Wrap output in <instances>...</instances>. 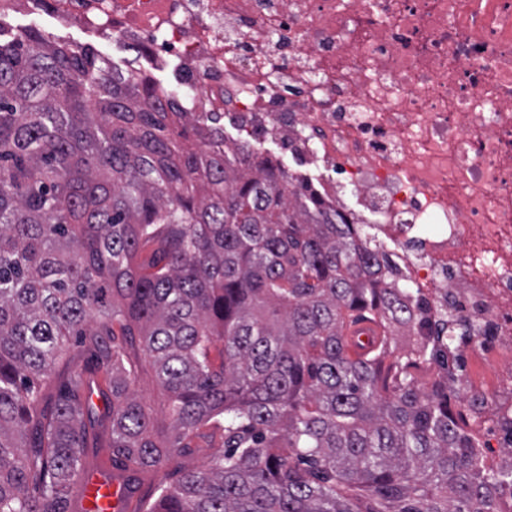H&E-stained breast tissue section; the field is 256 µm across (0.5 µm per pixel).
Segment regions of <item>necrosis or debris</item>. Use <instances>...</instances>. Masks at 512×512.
<instances>
[{
    "label": "necrosis or debris",
    "mask_w": 512,
    "mask_h": 512,
    "mask_svg": "<svg viewBox=\"0 0 512 512\" xmlns=\"http://www.w3.org/2000/svg\"><path fill=\"white\" fill-rule=\"evenodd\" d=\"M176 66L178 111L338 167L422 291L484 457L512 447V0H0Z\"/></svg>",
    "instance_id": "4bbe7bcc"
}]
</instances>
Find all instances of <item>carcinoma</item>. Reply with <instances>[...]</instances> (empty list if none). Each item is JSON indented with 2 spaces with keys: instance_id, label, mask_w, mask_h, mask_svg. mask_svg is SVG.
<instances>
[{
  "instance_id": "cac0c4a2",
  "label": "carcinoma",
  "mask_w": 512,
  "mask_h": 512,
  "mask_svg": "<svg viewBox=\"0 0 512 512\" xmlns=\"http://www.w3.org/2000/svg\"><path fill=\"white\" fill-rule=\"evenodd\" d=\"M366 318L380 343L354 359L344 332ZM425 323L309 179L201 136L86 46L0 28V512H72L103 425L127 502L140 474L208 456L134 512H496L512 468L422 377L456 343L412 335ZM139 395L151 407L155 416L162 418L164 392L157 386L151 375H145L137 387Z\"/></svg>"
}]
</instances>
